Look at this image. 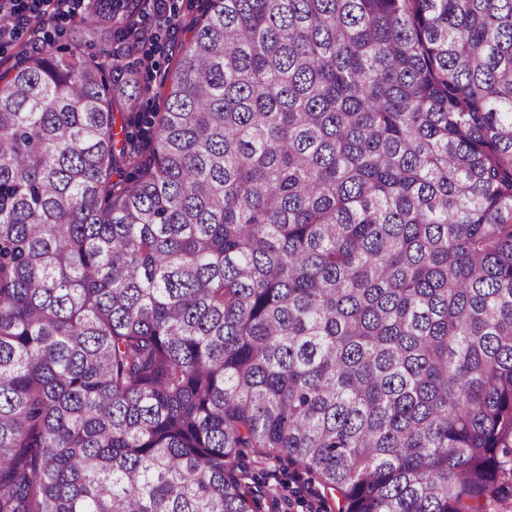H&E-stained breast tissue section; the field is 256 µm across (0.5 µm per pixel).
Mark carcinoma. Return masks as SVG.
Returning a JSON list of instances; mask_svg holds the SVG:
<instances>
[{
  "mask_svg": "<svg viewBox=\"0 0 512 512\" xmlns=\"http://www.w3.org/2000/svg\"><path fill=\"white\" fill-rule=\"evenodd\" d=\"M131 18L0 73V512H490L512 0H207L149 114ZM262 469L261 512L288 510V504L291 512H337V502L330 499L325 506L320 499L323 489L300 469L280 466L275 461L265 463Z\"/></svg>",
  "mask_w": 512,
  "mask_h": 512,
  "instance_id": "carcinoma-1",
  "label": "carcinoma"
}]
</instances>
